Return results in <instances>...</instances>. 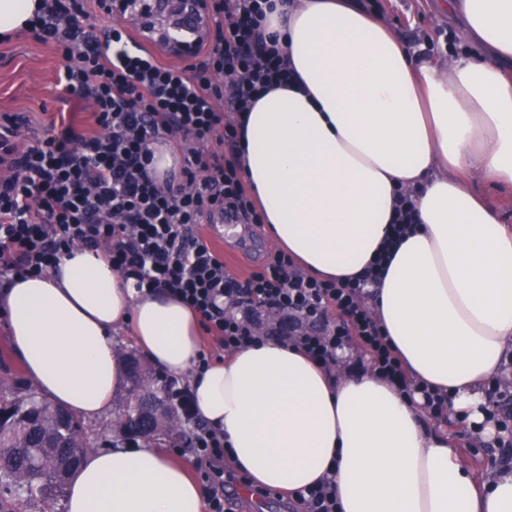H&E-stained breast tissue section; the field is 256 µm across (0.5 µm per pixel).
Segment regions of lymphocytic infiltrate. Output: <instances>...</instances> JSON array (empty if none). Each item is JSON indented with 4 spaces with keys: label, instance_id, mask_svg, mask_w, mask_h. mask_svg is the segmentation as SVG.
I'll return each instance as SVG.
<instances>
[{
    "label": "lymphocytic infiltrate",
    "instance_id": "lymphocytic-infiltrate-1",
    "mask_svg": "<svg viewBox=\"0 0 512 512\" xmlns=\"http://www.w3.org/2000/svg\"><path fill=\"white\" fill-rule=\"evenodd\" d=\"M93 5L112 10V0H42L30 22L34 38L67 60L64 87L90 102L97 130L52 122L27 138L26 116L0 115V281L42 275L77 247L98 251L137 290L164 289L197 312L224 351L274 339L330 369L350 348L356 366L421 395L429 419H446L447 393L407 381L366 304L380 263L354 280H317L280 251L241 280L197 231L218 213L263 221L241 177L237 117L289 76L264 31L271 0H179L207 19L183 67L131 53L118 29L103 55L98 33L83 23ZM166 142L182 158L176 181L152 167L155 145ZM169 397L192 424L183 441L197 457L208 512H225L224 434L198 422L190 389L170 382Z\"/></svg>",
    "mask_w": 512,
    "mask_h": 512
}]
</instances>
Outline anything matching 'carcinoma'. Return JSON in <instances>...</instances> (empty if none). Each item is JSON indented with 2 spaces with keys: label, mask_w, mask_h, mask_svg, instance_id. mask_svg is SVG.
<instances>
[{
  "label": "carcinoma",
  "mask_w": 512,
  "mask_h": 512,
  "mask_svg": "<svg viewBox=\"0 0 512 512\" xmlns=\"http://www.w3.org/2000/svg\"><path fill=\"white\" fill-rule=\"evenodd\" d=\"M129 396L138 402L143 426L132 433L121 406V436L135 435L149 443L177 431V415L167 398V385L142 370L133 353L125 357ZM99 436L89 432L68 411L54 407L37 392L22 390L18 380H0V512H20L25 502L45 503L63 493L71 472Z\"/></svg>",
  "instance_id": "cac0c4a2"
}]
</instances>
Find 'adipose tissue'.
<instances>
[{
  "label": "adipose tissue",
  "mask_w": 512,
  "mask_h": 512,
  "mask_svg": "<svg viewBox=\"0 0 512 512\" xmlns=\"http://www.w3.org/2000/svg\"><path fill=\"white\" fill-rule=\"evenodd\" d=\"M448 15L472 48L444 66L357 0H278L266 31L291 78L243 115V178L271 242L320 279L361 276L411 193L414 223L370 304L406 374L480 423L512 357V226L471 181L512 187V0H448ZM0 312L39 393L90 420L124 382L112 338L132 330L149 363L188 376L253 486L292 493L331 474L341 512H512V470L476 479L447 432L371 372L330 371L275 340L194 372L199 317L92 251L0 286ZM191 469L155 448L92 450L65 509L202 512Z\"/></svg>",
  "instance_id": "obj_1"
}]
</instances>
